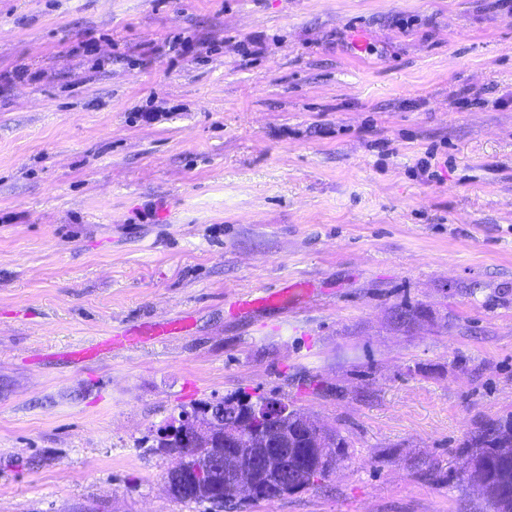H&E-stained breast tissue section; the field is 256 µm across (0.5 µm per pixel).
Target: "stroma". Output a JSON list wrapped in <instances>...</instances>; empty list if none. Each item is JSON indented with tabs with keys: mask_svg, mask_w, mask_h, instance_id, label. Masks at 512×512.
I'll use <instances>...</instances> for the list:
<instances>
[{
	"mask_svg": "<svg viewBox=\"0 0 512 512\" xmlns=\"http://www.w3.org/2000/svg\"><path fill=\"white\" fill-rule=\"evenodd\" d=\"M234 394L348 442L235 512L481 507L458 445L512 412L500 0H0V512H213L151 444ZM188 326L186 320L179 322L154 324L150 326L132 328L124 331L122 334H117L110 337L103 342H99L95 346L88 348H78L71 350L67 356L77 362H85L97 358L100 354L111 351L112 349L122 348L126 345L136 343L141 336L160 337L167 336L173 330L183 329Z\"/></svg>",
	"mask_w": 512,
	"mask_h": 512,
	"instance_id": "obj_1",
	"label": "stroma"
}]
</instances>
